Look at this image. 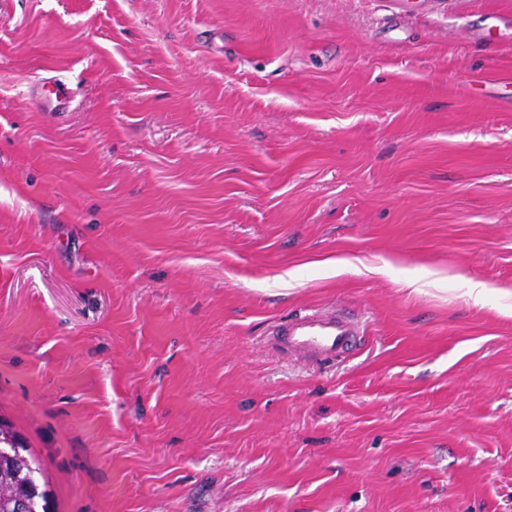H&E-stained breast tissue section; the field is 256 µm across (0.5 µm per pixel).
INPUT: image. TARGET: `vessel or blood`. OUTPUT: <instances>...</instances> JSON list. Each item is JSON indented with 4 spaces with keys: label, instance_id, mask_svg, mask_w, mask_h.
Instances as JSON below:
<instances>
[{
    "label": "vessel or blood",
    "instance_id": "b4317fda",
    "mask_svg": "<svg viewBox=\"0 0 512 512\" xmlns=\"http://www.w3.org/2000/svg\"><path fill=\"white\" fill-rule=\"evenodd\" d=\"M289 350L319 362L341 359L349 347L364 333L361 321L334 313L314 311L288 317L279 324Z\"/></svg>",
    "mask_w": 512,
    "mask_h": 512
}]
</instances>
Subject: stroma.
Segmentation results:
<instances>
[{"label":"stroma","instance_id":"1","mask_svg":"<svg viewBox=\"0 0 512 512\" xmlns=\"http://www.w3.org/2000/svg\"><path fill=\"white\" fill-rule=\"evenodd\" d=\"M510 15L0 0V419L57 512H512ZM341 308L335 366L271 334Z\"/></svg>","mask_w":512,"mask_h":512}]
</instances>
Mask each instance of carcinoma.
Masks as SVG:
<instances>
[{
    "label": "carcinoma",
    "instance_id": "1",
    "mask_svg": "<svg viewBox=\"0 0 512 512\" xmlns=\"http://www.w3.org/2000/svg\"><path fill=\"white\" fill-rule=\"evenodd\" d=\"M23 506L22 512H55L43 462L11 433L0 444V500Z\"/></svg>",
    "mask_w": 512,
    "mask_h": 512
}]
</instances>
